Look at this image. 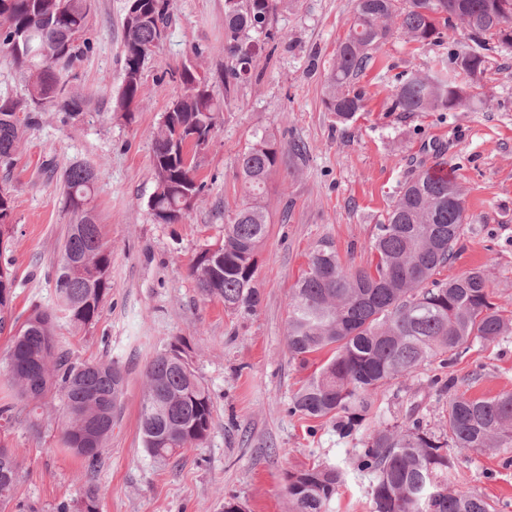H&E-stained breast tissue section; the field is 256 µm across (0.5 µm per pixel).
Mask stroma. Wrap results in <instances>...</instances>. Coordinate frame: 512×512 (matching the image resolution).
<instances>
[{
  "instance_id": "obj_1",
  "label": "stroma",
  "mask_w": 512,
  "mask_h": 512,
  "mask_svg": "<svg viewBox=\"0 0 512 512\" xmlns=\"http://www.w3.org/2000/svg\"><path fill=\"white\" fill-rule=\"evenodd\" d=\"M168 3V36L143 68L150 96L126 120L114 110L126 0H92L85 36L93 50L69 78L70 88L90 90L91 99L68 121L40 113L14 158L9 232L0 240V264L15 278L13 315L26 318L35 304L56 307L54 273L74 221L62 175L73 162L90 164L98 172L95 215L112 247L111 290L94 325L78 330L60 315L55 332L75 358L117 363L126 385L95 471L65 450L57 401L44 406L41 430L21 418L0 433L19 462L7 512H56L89 483L100 490L99 512H224L229 499L246 512H290L289 472L318 463L344 474L329 512H373L375 477L357 467L372 430L412 416L438 428L452 379L472 398L512 391V335L490 348L473 342L452 364L439 357L424 363L387 387L345 435L335 421L291 410L325 356L289 354V295L320 242H330L343 265L367 266L376 226L406 180L438 167L462 188L467 207L455 255L440 276L483 270L493 302L512 317V51L488 53L481 100L449 111L395 112L398 75L433 69L464 36L451 29L439 44L394 37L357 76L364 109L344 126L325 109L324 85L355 0H279L255 79L231 88L224 85V0ZM186 66L207 73L221 110L196 156L201 200L181 222L161 224L147 207L155 188L151 143ZM262 128L288 159L269 181L271 223L255 275L260 304L254 313H233L201 296L190 270L244 202L237 157ZM295 141L305 147L302 156L287 153ZM171 343L183 345L208 388L213 426L198 448L162 460L145 451L138 417L145 366ZM448 454L457 485L494 512H512V448L452 447Z\"/></svg>"
}]
</instances>
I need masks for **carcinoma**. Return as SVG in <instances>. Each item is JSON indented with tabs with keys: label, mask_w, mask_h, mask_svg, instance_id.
<instances>
[{
	"label": "carcinoma",
	"mask_w": 512,
	"mask_h": 512,
	"mask_svg": "<svg viewBox=\"0 0 512 512\" xmlns=\"http://www.w3.org/2000/svg\"><path fill=\"white\" fill-rule=\"evenodd\" d=\"M144 14H125L124 78L116 111L129 112L148 95L142 71L147 56L164 40L168 0H142ZM278 0H224V86L252 76L255 52L272 38ZM89 0H0V46L27 74L24 100L0 97V168L9 169L23 128L37 123L35 113L53 108L73 117L91 93L74 94L68 79L76 63L91 50L84 32L71 30L86 18ZM460 26L473 46L448 54L428 73L398 76L393 110L430 112L464 106L480 96L489 41L512 48V0H357L356 10L327 75L326 111L346 123L363 110L364 96L354 80L380 45L396 33L439 43L445 30ZM469 79L467 88L456 76ZM198 80L182 69L183 93L172 101L153 137L152 166L156 188L148 201L158 221L176 224L190 213L188 195H199L193 155L203 150L190 134L215 128L220 106L210 90L194 93ZM24 117H19V114ZM281 163L275 139L257 130L237 159L246 200L224 225L222 263L200 253L192 275L203 296L224 302V309L252 313L260 303L255 286L256 255L267 234V184ZM97 172L84 162L63 173L66 206L81 213L67 227L63 260L55 271L58 309L77 329L94 324L110 290L112 249L100 225L81 202L90 201ZM466 221L465 199L458 184L422 169L402 188L383 221L376 225L375 261L352 270L340 262L333 246L314 250L289 302L288 349L306 357L332 350L317 374L294 396L292 411L313 418H334L344 434L368 413L379 393L436 356L453 361L480 341L491 345L512 333V318L492 302L482 271L443 280L436 278L454 255ZM14 279L0 266V332H13L5 370L20 397L33 402L30 426L42 428V400L57 398L67 423L62 443L92 469L101 452L86 455L76 446V432L104 424L100 447L112 436L125 378L112 361H77L59 346L56 313L34 307L23 323L11 319ZM146 390L139 425L146 451L155 457L182 455L202 444L213 423V401L183 349L171 345L146 367ZM448 437L425 428L415 418L404 425H380L370 434L361 468L372 472L374 512H491L482 497L449 481L453 461L448 443L462 450L512 448V392L496 397H454L442 421ZM18 475L15 454L0 455V508L13 498ZM292 512H325L342 473L315 465L288 474ZM99 488L87 485L80 499L62 502L57 512H95Z\"/></svg>",
	"instance_id": "cac0c4a2"
}]
</instances>
